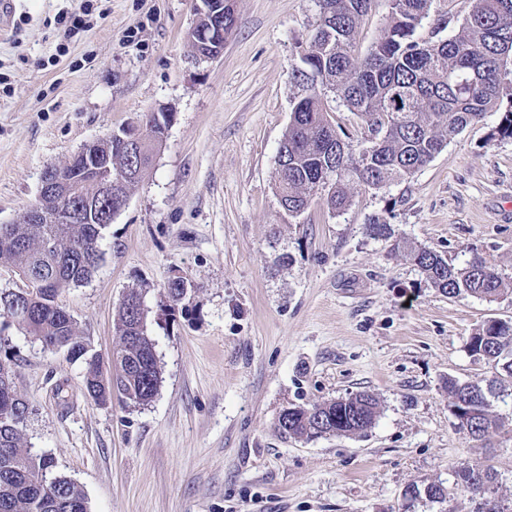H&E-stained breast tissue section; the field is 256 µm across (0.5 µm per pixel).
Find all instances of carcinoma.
<instances>
[{"label": "carcinoma", "mask_w": 512, "mask_h": 512, "mask_svg": "<svg viewBox=\"0 0 512 512\" xmlns=\"http://www.w3.org/2000/svg\"><path fill=\"white\" fill-rule=\"evenodd\" d=\"M317 19L300 45L303 67L293 80L301 88L277 155L276 194L291 216L313 201L333 212L352 205L355 185L381 189L412 176L447 144L448 138L499 109L502 74L512 61V0H473L472 9L451 35L419 39L416 30L428 17L432 0H390V14L379 38L359 65L353 63L358 28L370 0H314ZM331 92L348 111L360 116L367 134L358 156L342 151L322 92ZM161 125L147 118L140 144L121 149L102 138L94 151L112 162V176L131 192L162 144ZM58 192L40 201L55 208L64 184L85 179L80 167L60 166ZM108 209L99 205L95 187L73 224H0V263L34 285L20 300L0 299V318L17 324L48 352L69 353L84 365V388L95 403L117 397L128 406L149 403L162 382L145 314L133 302L144 296L131 289L119 305L116 344L107 362L90 352L76 320L58 303L60 294L89 281L102 258V230ZM374 239L393 241L431 285L450 298L470 296L494 302L512 295V277L491 260L475 255L460 266L448 263L415 242L396 235L378 218L367 224ZM170 309L190 310L182 279L168 282ZM471 354L491 364L482 386L448 379V405L459 429L474 440H487L503 422L491 410V398L512 381V320L490 319L467 343ZM26 402L14 382L12 359L0 357V512H90L84 493L53 473L54 460L22 443ZM378 402L367 391L310 406L288 408L277 421L280 433L293 438L361 436L375 424ZM455 486L479 499L477 512H507L495 495L497 473L483 462L454 470Z\"/></svg>", "instance_id": "carcinoma-1"}]
</instances>
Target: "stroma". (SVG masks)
Segmentation results:
<instances>
[{"label": "stroma", "mask_w": 512, "mask_h": 512, "mask_svg": "<svg viewBox=\"0 0 512 512\" xmlns=\"http://www.w3.org/2000/svg\"><path fill=\"white\" fill-rule=\"evenodd\" d=\"M105 6V19L66 40L55 17L69 0H16L0 34V224L35 203L46 168L173 109L104 231L97 271L60 296L105 357L122 299L145 289L162 382L147 405H96L81 364L2 322L28 448L53 458L91 512H475L453 474L475 461L494 467L512 507V396L492 399L504 426L476 441L457 427L446 386L491 376L467 341L488 319H512V298H448L365 229L378 217L449 263L478 254L511 277L512 138L494 133L501 112L412 177L353 187L347 211L315 203L291 217L274 190L276 156L313 0H234L238 29L209 61L188 40L197 0ZM176 277L188 285L186 316L169 312L164 288ZM364 390L379 403L364 435L307 441L276 428L286 407ZM434 482L449 488L445 502L406 498Z\"/></svg>", "instance_id": "1"}]
</instances>
